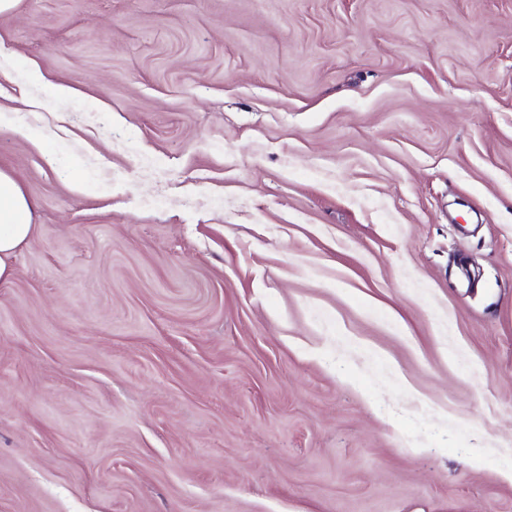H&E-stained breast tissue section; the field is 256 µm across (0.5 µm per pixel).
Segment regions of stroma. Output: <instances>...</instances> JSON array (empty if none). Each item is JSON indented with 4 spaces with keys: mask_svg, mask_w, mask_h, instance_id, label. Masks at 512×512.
Wrapping results in <instances>:
<instances>
[{
    "mask_svg": "<svg viewBox=\"0 0 512 512\" xmlns=\"http://www.w3.org/2000/svg\"><path fill=\"white\" fill-rule=\"evenodd\" d=\"M0 111V512H512V0H19ZM35 228L32 202L11 175L0 171V282L13 277V259Z\"/></svg>",
    "mask_w": 512,
    "mask_h": 512,
    "instance_id": "1",
    "label": "stroma"
}]
</instances>
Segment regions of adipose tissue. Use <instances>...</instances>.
Returning <instances> with one entry per match:
<instances>
[{"mask_svg":"<svg viewBox=\"0 0 512 512\" xmlns=\"http://www.w3.org/2000/svg\"><path fill=\"white\" fill-rule=\"evenodd\" d=\"M34 231L32 202L11 175L0 171V282L13 277V259Z\"/></svg>","mask_w":512,"mask_h":512,"instance_id":"adipose-tissue-1","label":"adipose tissue"}]
</instances>
